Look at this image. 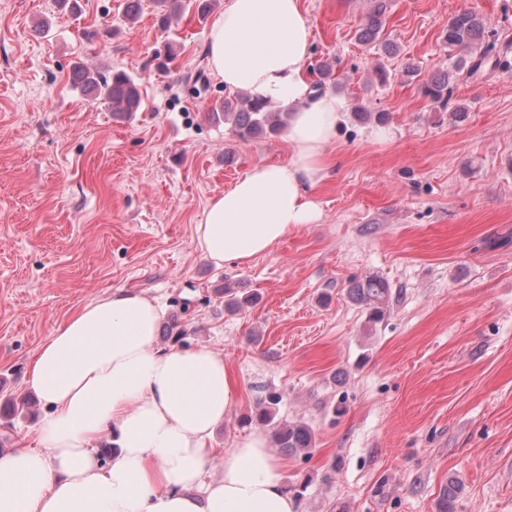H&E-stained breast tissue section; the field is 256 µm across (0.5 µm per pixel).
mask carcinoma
<instances>
[{
    "label": "carcinoma",
    "mask_w": 512,
    "mask_h": 512,
    "mask_svg": "<svg viewBox=\"0 0 512 512\" xmlns=\"http://www.w3.org/2000/svg\"><path fill=\"white\" fill-rule=\"evenodd\" d=\"M156 7L155 21L157 27L166 31L171 28L173 19L184 10L183 0H154ZM386 11V0H375V8L369 20L360 29V42L372 46L377 45L389 52L393 45L384 34L382 15ZM493 34L486 30L483 17L474 10H463L448 20V27L443 31V42L448 50L457 51L456 59L451 69H445L423 83L422 94L430 101L447 107L451 100L457 82L461 78L476 79L487 70H507L512 67L508 59L501 56L491 57L495 42L491 41ZM336 63L334 58L319 60L311 67V73L316 76L314 88L325 92L332 84L333 71ZM71 83L95 99L107 103L113 115L127 118L132 113L140 111L143 103L141 84L123 71H99L91 69L82 62L73 64ZM214 119H224L230 125L232 135L239 141H249L257 137L273 138L282 135L288 127V112L275 105L274 102L238 92L224 98L219 106L209 109ZM224 295V310L234 313L245 305L256 301L253 294H242L238 289L228 285L219 289ZM390 288L385 280L378 276H369L349 289L353 301L364 306L368 322H380L387 306ZM167 341L185 345L187 324L179 317H171L164 327ZM280 395L267 392L259 396L254 413L243 417V423L272 427L274 446L286 456L299 454L308 455L314 448L313 429L305 422L274 423V407L278 405ZM458 485L448 484L443 491L438 504V512H456L455 501Z\"/></svg>",
    "instance_id": "carcinoma-1"
}]
</instances>
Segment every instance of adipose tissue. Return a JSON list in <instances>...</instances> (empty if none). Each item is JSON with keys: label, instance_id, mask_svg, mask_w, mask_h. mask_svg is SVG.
<instances>
[{"label": "adipose tissue", "instance_id": "1", "mask_svg": "<svg viewBox=\"0 0 512 512\" xmlns=\"http://www.w3.org/2000/svg\"><path fill=\"white\" fill-rule=\"evenodd\" d=\"M302 0H226L206 53L230 91L287 107L289 160L254 166L211 199L195 241L216 264L248 263L319 221L314 191L329 165L343 101L316 92ZM163 306L115 289L58 325L30 365L46 413L37 447L0 453V512H299L264 434L225 449L206 479L214 429L235 399L220 353L161 346ZM108 440L103 461L97 443Z\"/></svg>", "mask_w": 512, "mask_h": 512}]
</instances>
